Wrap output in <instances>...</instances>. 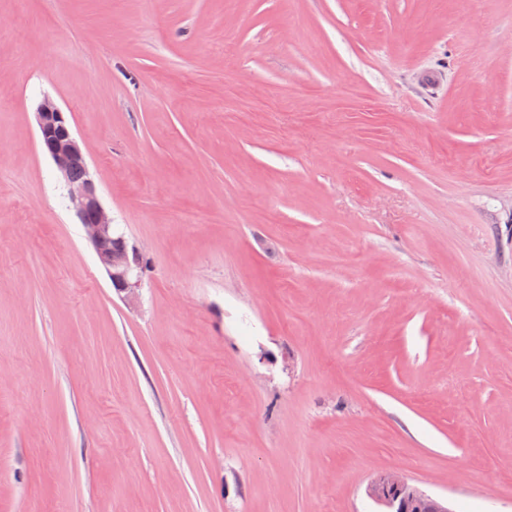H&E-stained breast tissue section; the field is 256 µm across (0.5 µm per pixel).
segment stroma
I'll return each mask as SVG.
<instances>
[{
	"label": "stroma",
	"instance_id": "35a3bbf8",
	"mask_svg": "<svg viewBox=\"0 0 512 512\" xmlns=\"http://www.w3.org/2000/svg\"><path fill=\"white\" fill-rule=\"evenodd\" d=\"M509 469L512 0H0V512H512ZM38 142L65 182L68 198L82 224L85 238L106 271L113 290L127 305H134L141 285L144 255L117 232L90 175L85 143L76 137L67 112L50 97L36 108ZM76 169L75 177L73 170ZM109 243L107 249L103 244ZM368 495L384 509L381 512H409L419 500L429 502L439 512H450L441 501L422 492L397 471L379 473L370 483Z\"/></svg>",
	"mask_w": 512,
	"mask_h": 512
}]
</instances>
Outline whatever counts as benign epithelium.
Instances as JSON below:
<instances>
[{"instance_id":"7a95c632","label":"benign epithelium","mask_w":512,"mask_h":512,"mask_svg":"<svg viewBox=\"0 0 512 512\" xmlns=\"http://www.w3.org/2000/svg\"><path fill=\"white\" fill-rule=\"evenodd\" d=\"M35 120L39 145L64 180L85 238L106 271L113 290L126 304H135L144 255L129 245L112 224L90 175L85 143L76 137L67 113L50 97L43 98L37 106ZM77 165L83 170L79 177L73 175ZM368 495L382 507V512H410L411 505L419 500L429 502L437 512H450L441 501L422 492L397 471L379 473L370 483Z\"/></svg>"}]
</instances>
